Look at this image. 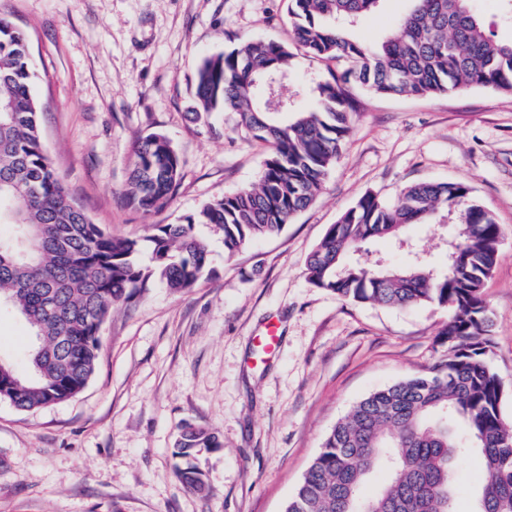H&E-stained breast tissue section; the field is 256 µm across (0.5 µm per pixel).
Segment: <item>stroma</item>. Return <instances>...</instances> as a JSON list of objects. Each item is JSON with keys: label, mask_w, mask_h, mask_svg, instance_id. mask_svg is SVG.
<instances>
[{"label": "stroma", "mask_w": 512, "mask_h": 512, "mask_svg": "<svg viewBox=\"0 0 512 512\" xmlns=\"http://www.w3.org/2000/svg\"><path fill=\"white\" fill-rule=\"evenodd\" d=\"M408 0H383L353 29L382 38ZM30 42L44 145L90 219L142 238L256 181L268 151L214 113L192 122L202 58L242 38L291 43L286 0H0ZM346 61L297 55L282 93L309 89ZM357 110L341 156L315 200L277 235L224 256L222 231L202 225L213 274L177 293L153 281L105 320L97 368L76 397L35 412L0 401V512H283L336 424L364 396L425 372L448 317L434 305L385 307L314 287L306 259L327 225L362 195L394 203L423 182L469 185L502 231L483 295L492 313L489 360L507 387L512 420V95L489 88L429 97L376 96L351 85ZM165 134L181 160L179 188L161 212L128 205L136 140ZM406 232L443 263L447 218ZM279 342L255 344L269 321ZM29 332L0 317V355L26 372ZM190 421L220 447L193 463L208 492L184 486L173 455Z\"/></svg>", "instance_id": "1"}]
</instances>
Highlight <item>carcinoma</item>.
<instances>
[{"mask_svg":"<svg viewBox=\"0 0 512 512\" xmlns=\"http://www.w3.org/2000/svg\"><path fill=\"white\" fill-rule=\"evenodd\" d=\"M382 0H289L295 49L243 39L204 58L196 74V111L233 112L238 125L271 144L256 183L205 204L181 224H154L140 239L118 237L91 221L56 174L41 139L26 34L0 17V312L13 313L32 337L27 375L0 358V383L20 411L75 397L95 373L100 329L112 310L154 280L189 291L213 274L199 225L224 233V257L279 233L323 189L350 133L349 84L380 96L427 97L468 86L512 94V42L487 32L473 0H411L398 26L375 43L350 30ZM349 70L320 81L314 106L271 112L266 102L293 72L294 50ZM180 157L162 134L137 140L127 202L151 213L177 190ZM441 211L459 222L440 270L417 252L398 266L367 267L349 252L372 239H400L407 224ZM501 239L494 214L461 182L405 187L389 205L367 193L327 226L307 259L310 283L360 303L436 305L449 310L440 331L446 349L426 372L369 393L333 426L284 512H456L453 466L477 453L482 467L470 512H512V422L506 389L488 360L491 313L483 297ZM463 420L468 439L455 431ZM216 433L185 423L176 455L219 448ZM378 468L389 478L364 493ZM197 491L193 466L177 469Z\"/></svg>","mask_w":512,"mask_h":512,"instance_id":"carcinoma-1","label":"carcinoma"}]
</instances>
